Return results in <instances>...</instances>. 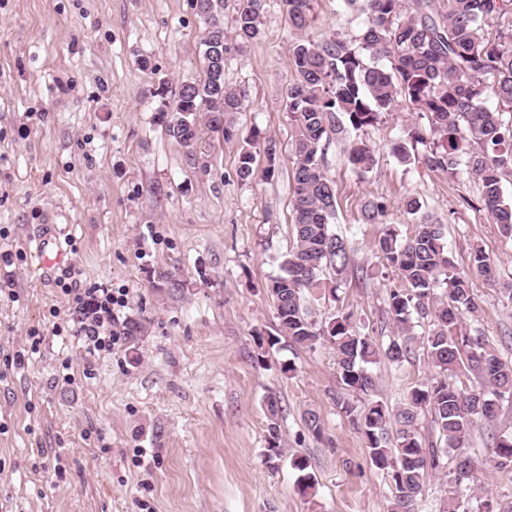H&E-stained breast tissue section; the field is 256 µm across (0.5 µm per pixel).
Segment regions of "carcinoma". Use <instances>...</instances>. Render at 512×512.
Listing matches in <instances>:
<instances>
[{
    "label": "carcinoma",
    "instance_id": "1",
    "mask_svg": "<svg viewBox=\"0 0 512 512\" xmlns=\"http://www.w3.org/2000/svg\"><path fill=\"white\" fill-rule=\"evenodd\" d=\"M265 0H237L233 27L238 45L262 35ZM365 16L358 39L335 33L319 42L296 41L289 47L286 112L293 130L292 174L293 244L280 264V273L268 283L276 309L278 335L259 338L258 348L280 343V337L312 349L324 343L336 350L340 391L334 396L364 438L371 464L386 476L391 489L390 512H418L425 475L444 468L450 449L461 447L475 425L495 421L503 401L512 402V363L500 359L479 335L459 336L463 315L480 309L471 288L475 275L496 282V265L475 246L468 271L454 272L441 224L422 221L409 237H401L386 224L379 248L394 269L400 286L389 290L385 318L397 336L384 348L355 329L352 314L339 312L326 324L313 319L305 305L310 290L338 298L339 276L349 266L347 241L329 224L336 214L335 184L325 172V148L331 136H346L350 165L366 173L375 156L362 134L381 122L385 113L401 104L427 116L428 129L410 130V143L426 147L425 164L451 179L471 177L479 201L502 233L512 237V201L504 197V181L512 177V0H348ZM288 25L303 30L313 19L314 0H283ZM204 78L184 83L170 93L169 108L161 110L165 133L189 155L199 141L197 115L205 113L212 132L230 140L236 136L233 114L243 111L244 96L224 80L229 52L223 21L204 25L201 40ZM496 106L486 104L488 95ZM268 166L258 169L257 155ZM276 146L246 141L239 154L236 175L242 182L274 174ZM385 206L371 202L362 211V223L379 224ZM446 285L445 297L436 299L437 284ZM429 316L433 328L417 338L411 316ZM427 350L435 372L429 382L408 390L392 409L369 395L376 381L370 366L384 358L399 364ZM465 376L481 384L466 390L457 384ZM352 393L365 396L354 404ZM428 413L438 439L425 442L418 435V419ZM266 457L271 463L284 456L279 435V401L265 400ZM492 462L499 470H512V433L493 437ZM299 472L302 493L315 489L309 462L290 460ZM477 461L455 456L450 483L470 481Z\"/></svg>",
    "mask_w": 512,
    "mask_h": 512
}]
</instances>
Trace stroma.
<instances>
[{
    "label": "stroma",
    "instance_id": "obj_1",
    "mask_svg": "<svg viewBox=\"0 0 512 512\" xmlns=\"http://www.w3.org/2000/svg\"><path fill=\"white\" fill-rule=\"evenodd\" d=\"M315 19L295 32L282 0H266L262 37L227 56L224 80L246 100L237 135L202 130L187 156L157 121L159 83L198 81L203 24L190 0H0V250L22 253L13 272L0 268V512H388L391 492L365 442L333 400L336 352L281 342L259 354L274 333L276 310L266 283L280 271L294 222L295 157L285 110L293 72L292 41L334 33L355 37L363 17L347 0H316ZM428 122L407 106L383 116L368 140L370 172H355L344 144L330 141L325 170L336 185L333 231L346 238L350 265L338 299L306 304L318 323L352 313L359 333L387 344L381 320L398 283L378 253L382 224L415 231L408 199L446 227L458 271L472 246L498 263L496 283L476 278L481 310L464 332L482 333L512 361V238L485 211L465 207L474 182L428 168L424 146L407 161L393 142ZM275 140V174L244 183L238 157L253 130ZM385 206L381 224H364L368 201ZM56 231L69 271L84 285L111 289L112 321L138 319L135 340L86 355L69 337L77 323L57 285L37 270L36 241ZM174 282H161L160 272ZM42 339L28 365L13 356L29 336ZM294 372L283 373L285 362ZM377 399L398 405L427 382L424 348L399 365H374ZM280 400L286 458L265 457L267 396ZM319 415L325 436L304 424ZM512 432V404L493 424H478L464 452L478 459L475 480L459 487L469 512L484 498L512 512V471L489 462L490 436ZM311 463L316 488L300 493L289 458Z\"/></svg>",
    "mask_w": 512,
    "mask_h": 512
}]
</instances>
